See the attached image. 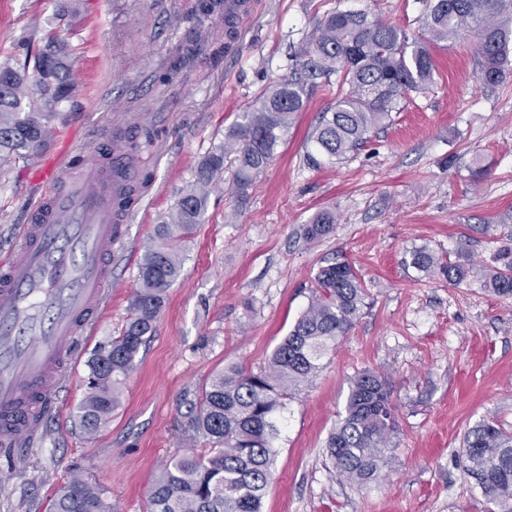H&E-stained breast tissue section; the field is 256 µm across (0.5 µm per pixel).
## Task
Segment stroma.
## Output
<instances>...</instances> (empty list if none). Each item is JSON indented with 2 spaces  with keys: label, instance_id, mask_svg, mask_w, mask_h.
Returning a JSON list of instances; mask_svg holds the SVG:
<instances>
[{
  "label": "stroma",
  "instance_id": "1",
  "mask_svg": "<svg viewBox=\"0 0 512 512\" xmlns=\"http://www.w3.org/2000/svg\"><path fill=\"white\" fill-rule=\"evenodd\" d=\"M239 41L219 66L189 46L194 0H79L71 43L82 91L55 123L84 149L104 151L136 118L158 132L137 167L144 183L112 260L115 287L80 360L53 400L34 444L0 452V512H48L72 477L100 485L112 512H149L148 489L163 464L193 442L184 415L227 366L266 367L306 308L321 266L354 264L367 292L361 316L322 368L280 414L272 479L261 512H488L462 470L463 437L493 416L512 433V296L490 276L512 261V77L484 86L474 44L435 45L428 90L335 164L305 165L307 140L335 98L318 88L258 176L245 204L230 183L209 196L205 219L178 243L184 264L155 330L122 385L121 403L96 435L75 420L94 348L130 316L144 248L200 158L254 96L283 73L290 41L334 8L362 10L417 34L424 0H253ZM56 0H0V62L24 60L20 38L43 46ZM30 164L0 171V259L18 247L40 195ZM335 209L327 237L303 227ZM424 248L439 263L469 268L463 282L412 267ZM384 374L397 429L380 478H340L326 442L361 371Z\"/></svg>",
  "mask_w": 512,
  "mask_h": 512
}]
</instances>
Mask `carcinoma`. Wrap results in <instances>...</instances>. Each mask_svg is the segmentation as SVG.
Wrapping results in <instances>:
<instances>
[{
    "label": "carcinoma",
    "mask_w": 512,
    "mask_h": 512,
    "mask_svg": "<svg viewBox=\"0 0 512 512\" xmlns=\"http://www.w3.org/2000/svg\"><path fill=\"white\" fill-rule=\"evenodd\" d=\"M421 35L411 39L365 11L336 9L318 20L288 56L286 73L274 80L224 132V141L204 154L156 225L152 244L138 267L131 316L119 336L99 345L88 361L86 394L77 419L87 434L109 423L120 405L122 380L154 331L166 293L182 271L175 242L203 223L209 191L229 170L235 196L243 201L254 179L274 160L297 113L312 92L336 86V98L310 137L304 162L313 168L341 161L391 122L412 92L434 82L436 64L428 43L452 42L468 32L475 45L478 79L488 87L512 73V0H427ZM226 0H201L197 37L213 44V58L226 52L237 16ZM69 42L50 37L22 62L0 63V167L32 159L48 146L53 122L79 93ZM154 142L146 126L112 133V153L133 162ZM118 186L115 219H120L137 186L130 170L112 168ZM337 223L336 211L322 209L304 227L317 241ZM411 264L429 272L435 265L425 249L411 252ZM493 290L512 295V262L491 277ZM362 280L345 259L321 267L306 309L276 347L268 367L257 372L227 367L215 373L185 414L193 441L207 445L167 462L152 481L151 512H261L273 448L275 416L288 398L320 369V360L359 317L365 305ZM396 429L387 377L360 373L351 383L344 413L326 448L339 476L357 484L379 478L385 451ZM462 467L487 500L512 512V436L486 418L464 437ZM50 512H110L104 490L73 478L54 498Z\"/></svg>",
    "instance_id": "carcinoma-1"
}]
</instances>
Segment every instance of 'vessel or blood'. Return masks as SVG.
I'll return each instance as SVG.
<instances>
[{
  "instance_id": "vessel-or-blood-1",
  "label": "vessel or blood",
  "mask_w": 512,
  "mask_h": 512,
  "mask_svg": "<svg viewBox=\"0 0 512 512\" xmlns=\"http://www.w3.org/2000/svg\"><path fill=\"white\" fill-rule=\"evenodd\" d=\"M45 193L22 225L17 256L0 262V444L36 437L59 388V373L79 359L112 282L121 246L113 222V183L102 158L79 166L58 160L32 176Z\"/></svg>"
}]
</instances>
